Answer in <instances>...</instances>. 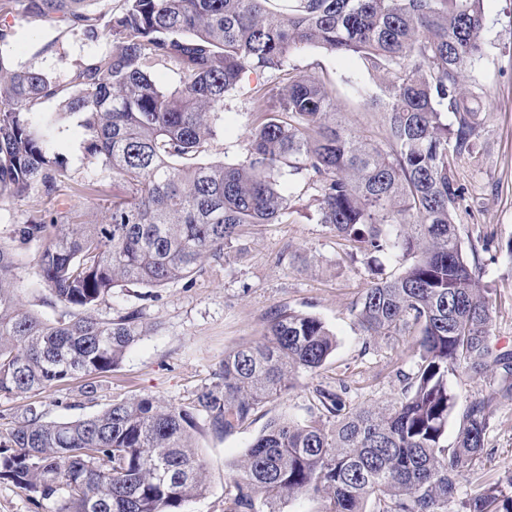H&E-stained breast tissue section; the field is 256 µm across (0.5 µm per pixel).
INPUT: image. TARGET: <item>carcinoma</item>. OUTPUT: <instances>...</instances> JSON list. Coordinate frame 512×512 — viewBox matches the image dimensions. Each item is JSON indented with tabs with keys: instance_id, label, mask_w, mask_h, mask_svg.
<instances>
[{
	"instance_id": "obj_1",
	"label": "carcinoma",
	"mask_w": 512,
	"mask_h": 512,
	"mask_svg": "<svg viewBox=\"0 0 512 512\" xmlns=\"http://www.w3.org/2000/svg\"><path fill=\"white\" fill-rule=\"evenodd\" d=\"M93 0H0V13L49 21L108 46L62 84L0 53V195L36 189L54 202L15 230L21 249L41 242L38 267L55 299L80 310L46 321L25 311L14 253L0 247V394H27L77 374L111 371L146 335L134 314L88 311L126 284L159 287L224 255L251 224L290 218L280 179L314 186L318 221L356 251L395 254L403 270L377 280L356 306L363 334L412 325L420 336L396 401L352 407L347 385L315 389L303 420L270 421L236 465L224 512H281L285 500L325 498L324 512H448L465 469L479 459L494 407L512 402V351L491 340L492 300L465 251L456 212L464 200L451 161L476 146L485 111L464 74L483 49V0H122L94 14ZM355 55L379 81L356 88L385 112L388 148L338 124L336 86L294 69L305 47ZM173 65L180 84L152 75ZM279 75L252 94L258 114L246 156L186 166L215 135L212 115L246 73ZM84 116L85 149L125 187L101 221L60 199L66 160L32 120L47 101ZM451 113L454 122L444 121ZM336 348L316 316L281 311L254 343L224 353L216 382L191 407L145 395L71 421L35 407L0 434V479L56 512H184L206 492L190 430L197 411L229 435L256 409L315 373ZM487 377L489 392L459 416L448 377ZM512 475L483 484L463 512H512Z\"/></svg>"
}]
</instances>
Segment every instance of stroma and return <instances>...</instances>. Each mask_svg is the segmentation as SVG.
<instances>
[{
	"label": "stroma",
	"mask_w": 512,
	"mask_h": 512,
	"mask_svg": "<svg viewBox=\"0 0 512 512\" xmlns=\"http://www.w3.org/2000/svg\"><path fill=\"white\" fill-rule=\"evenodd\" d=\"M483 8V51L466 71L465 83L483 92L486 112L476 149L454 164L455 177L465 189L456 222L461 237L480 233L489 237L487 250L478 255L476 272L493 300V342L512 351V253L506 249L512 240V0H484ZM15 29L14 61L62 82L76 64L107 45L106 38L85 41L50 22L19 23ZM289 65L315 78L335 80L342 125L384 143V113L368 107L354 92L355 87L374 84L359 58L307 48L291 56ZM276 81L271 73L244 76L240 87L225 97L216 134L205 143L198 162L235 163L246 156L256 118L252 90ZM52 134L72 176L62 190L63 198L86 214L101 215L121 185L100 157L86 153L88 133L82 115L63 117ZM313 195L310 186L294 182L288 222L247 226L219 260L205 262L183 280L160 288L129 284L114 289L111 298L94 309V316L115 319L133 311L149 327V334L112 372L78 375L36 394H0V433L31 406L49 420H75L146 394L170 404L190 405L196 393L213 382L225 351L259 340L281 309L319 317L335 334L336 349L317 373L300 374L285 395L260 407L233 434L215 433L206 413H198L192 435L207 491L189 501L185 512H224L237 462L270 421L304 418L316 402L317 387L345 382L350 388L347 400L353 404H384L400 398L399 373L412 365L418 332L413 329L378 340L363 335L355 305L374 275L365 259L350 260L346 241L318 222ZM45 205L35 191L23 198L0 197V243L10 244L15 229ZM38 252V243H31L15 266L14 281L25 310L54 320L66 309L54 301L39 277ZM88 383L97 387L90 399L82 394ZM510 474L512 404H505L496 408L487 448L468 467L460 497L449 502L448 512H460V498L479 484Z\"/></svg>",
	"instance_id": "stroma-1"
}]
</instances>
